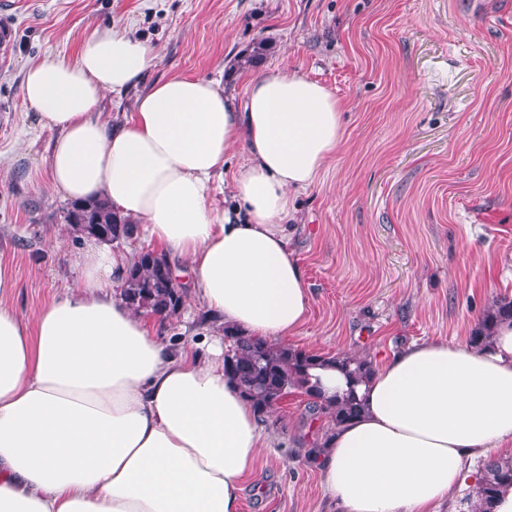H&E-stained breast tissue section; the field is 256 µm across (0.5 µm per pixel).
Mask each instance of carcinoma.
Here are the masks:
<instances>
[{"label":"carcinoma","instance_id":"obj_1","mask_svg":"<svg viewBox=\"0 0 512 512\" xmlns=\"http://www.w3.org/2000/svg\"><path fill=\"white\" fill-rule=\"evenodd\" d=\"M60 218L79 236H96L112 244L130 240L138 231L134 221L119 214L103 198L71 201L62 208ZM185 289L173 277L164 255L144 251L129 269L121 296L130 309L164 319L182 307ZM502 320H512L511 297L503 296L493 302L470 336V345L483 349L492 328ZM224 341V372L249 400L259 418L267 417L289 393L298 391L308 397L313 413L327 419L328 429L304 451L309 462L316 463L320 449L326 447L337 427L360 415L361 405L354 394V384L374 371L372 361L348 355L330 358L309 354L288 345L269 344L230 327L224 328ZM330 361L345 370L349 389L335 402L322 405L318 385L311 382L310 371ZM505 485L512 486V461L493 458L484 465L473 488L479 512H491L492 500Z\"/></svg>","mask_w":512,"mask_h":512}]
</instances>
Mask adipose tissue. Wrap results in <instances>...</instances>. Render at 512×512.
Segmentation results:
<instances>
[{
    "label": "adipose tissue",
    "mask_w": 512,
    "mask_h": 512,
    "mask_svg": "<svg viewBox=\"0 0 512 512\" xmlns=\"http://www.w3.org/2000/svg\"><path fill=\"white\" fill-rule=\"evenodd\" d=\"M156 63L152 47L111 27L86 35L75 61L28 66L22 99L58 133L52 182L139 224L214 319L285 340L310 305L289 250L293 196L335 157L343 104L305 74L278 71L240 97L213 79L172 77L122 122L97 114L105 93L129 90ZM239 148L220 213L212 181ZM133 260L83 238L74 285L29 322L0 265V512H240L267 445L257 414L224 374L220 337L176 347L160 319L126 306ZM357 395L360 416L317 461L325 493L345 512H433L468 479V458L512 441V321L480 351L407 346Z\"/></svg>",
    "instance_id": "adipose-tissue-1"
}]
</instances>
